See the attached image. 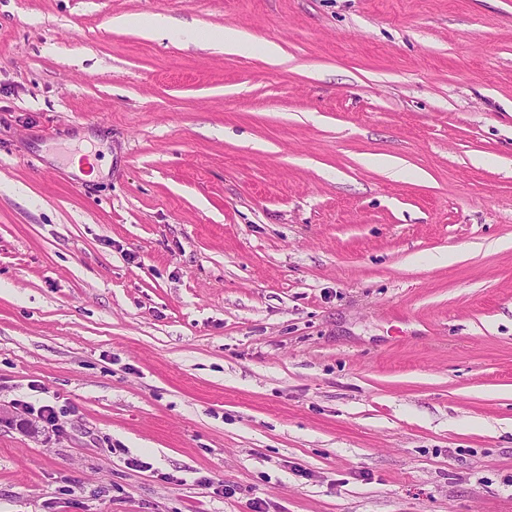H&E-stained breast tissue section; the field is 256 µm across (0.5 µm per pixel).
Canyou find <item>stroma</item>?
Masks as SVG:
<instances>
[{
  "instance_id": "obj_1",
  "label": "stroma",
  "mask_w": 512,
  "mask_h": 512,
  "mask_svg": "<svg viewBox=\"0 0 512 512\" xmlns=\"http://www.w3.org/2000/svg\"><path fill=\"white\" fill-rule=\"evenodd\" d=\"M257 498L512 512V0H0V512ZM219 41L224 44L225 52L249 53L254 44L251 36L232 28L224 29Z\"/></svg>"
}]
</instances>
